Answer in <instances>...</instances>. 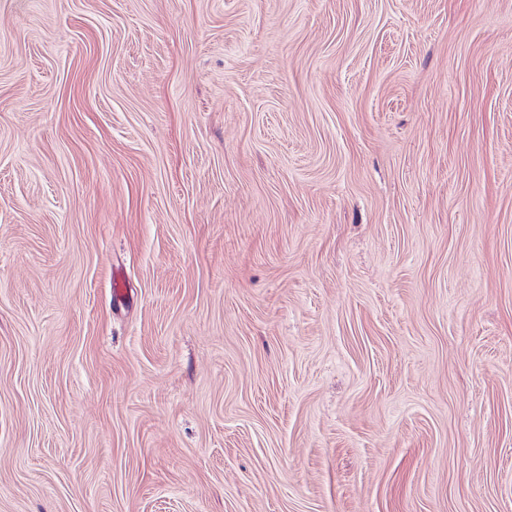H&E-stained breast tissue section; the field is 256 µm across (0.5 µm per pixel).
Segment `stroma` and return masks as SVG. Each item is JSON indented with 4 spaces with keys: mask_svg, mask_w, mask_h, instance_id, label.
Returning <instances> with one entry per match:
<instances>
[{
    "mask_svg": "<svg viewBox=\"0 0 512 512\" xmlns=\"http://www.w3.org/2000/svg\"><path fill=\"white\" fill-rule=\"evenodd\" d=\"M0 512H512V0H0Z\"/></svg>",
    "mask_w": 512,
    "mask_h": 512,
    "instance_id": "obj_1",
    "label": "stroma"
}]
</instances>
